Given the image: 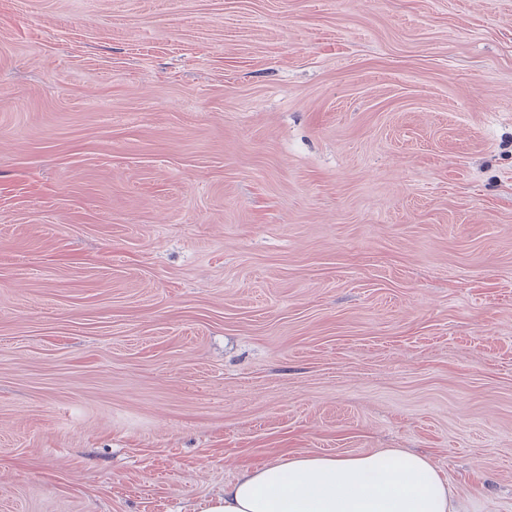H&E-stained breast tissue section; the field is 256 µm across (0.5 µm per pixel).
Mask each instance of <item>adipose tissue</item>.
I'll return each instance as SVG.
<instances>
[{"label":"adipose tissue","mask_w":512,"mask_h":512,"mask_svg":"<svg viewBox=\"0 0 512 512\" xmlns=\"http://www.w3.org/2000/svg\"><path fill=\"white\" fill-rule=\"evenodd\" d=\"M203 512H454V505L428 458L388 448L304 455L246 471Z\"/></svg>","instance_id":"1"}]
</instances>
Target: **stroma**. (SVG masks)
I'll list each match as a JSON object with an SVG mask.
<instances>
[{
  "instance_id": "obj_1",
  "label": "stroma",
  "mask_w": 512,
  "mask_h": 512,
  "mask_svg": "<svg viewBox=\"0 0 512 512\" xmlns=\"http://www.w3.org/2000/svg\"><path fill=\"white\" fill-rule=\"evenodd\" d=\"M385 448L512 512V0H0V512Z\"/></svg>"
}]
</instances>
